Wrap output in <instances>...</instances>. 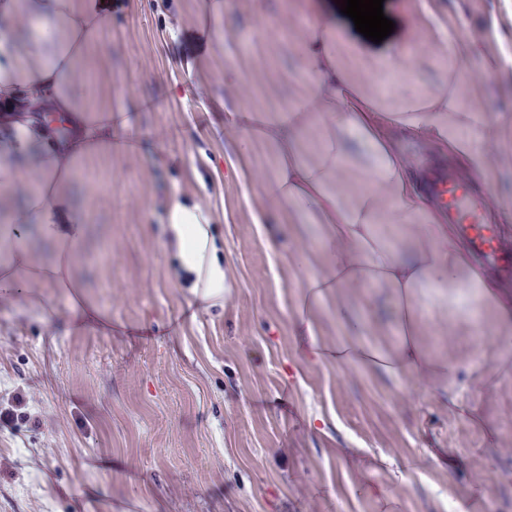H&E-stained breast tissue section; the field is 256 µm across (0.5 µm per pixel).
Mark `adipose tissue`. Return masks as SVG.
Listing matches in <instances>:
<instances>
[{
    "mask_svg": "<svg viewBox=\"0 0 512 512\" xmlns=\"http://www.w3.org/2000/svg\"><path fill=\"white\" fill-rule=\"evenodd\" d=\"M427 33L445 47L448 84L398 98L372 92L359 73L393 67L385 49L360 54L334 49L336 31L308 17L301 65L304 102L284 110L234 112L231 122L275 151L266 191L319 224V264L303 283L296 318L312 331L315 308L336 302L345 328L336 363L392 376L447 379L460 361L428 353L419 339L424 321H451L460 335L489 323L502 337L499 364H512V289L488 277L455 225L416 180L401 140L425 136L473 183L492 186L489 144L503 124L491 109L463 95L475 49L452 34L431 0H419ZM112 27V0H0V301L43 305V288H78L75 246L88 233L70 193L75 174L122 153L118 129H129L111 104L89 105L76 83ZM319 129V152L303 150V132ZM355 168L364 185L352 192L335 181ZM169 241L190 283L189 305L224 304V263L212 233L214 215L199 203L170 200L164 212ZM348 288L386 290L397 308L400 345L386 350L363 342V321L342 295Z\"/></svg>",
    "mask_w": 512,
    "mask_h": 512,
    "instance_id": "1",
    "label": "adipose tissue"
}]
</instances>
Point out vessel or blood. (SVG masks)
Returning a JSON list of instances; mask_svg holds the SVG:
<instances>
[{"label": "vessel or blood", "mask_w": 512, "mask_h": 512, "mask_svg": "<svg viewBox=\"0 0 512 512\" xmlns=\"http://www.w3.org/2000/svg\"><path fill=\"white\" fill-rule=\"evenodd\" d=\"M427 190L448 214L449 223L458 225L472 250L491 262L502 274L512 273V239L489 223L479 194L454 177L450 170L429 173Z\"/></svg>", "instance_id": "obj_1"}]
</instances>
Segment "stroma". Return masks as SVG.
<instances>
[{"label": "stroma", "instance_id": "stroma-1", "mask_svg": "<svg viewBox=\"0 0 512 512\" xmlns=\"http://www.w3.org/2000/svg\"><path fill=\"white\" fill-rule=\"evenodd\" d=\"M112 2L78 91L93 105L122 91L140 147L94 162L71 192L90 225L74 274L114 330L79 326L53 288L41 307L0 302V512H512V374L493 369L494 328L422 325L424 347L465 362L445 381L304 356L310 340L344 335L330 303L313 312L314 337L293 324L305 276L295 259L316 261L319 227L264 193L273 150L224 121L300 96L305 18L293 0H224L213 27L203 0ZM434 6L501 61L475 68L465 89L508 121L491 155L497 186L512 191V0ZM383 12L388 48L415 55L363 71L364 83L439 88L443 48L413 0H384ZM174 196L215 216L223 307L186 305L165 247ZM344 301L368 343H398L386 292L351 288ZM452 399L479 403L482 423L454 414Z\"/></svg>", "mask_w": 512, "mask_h": 512}]
</instances>
